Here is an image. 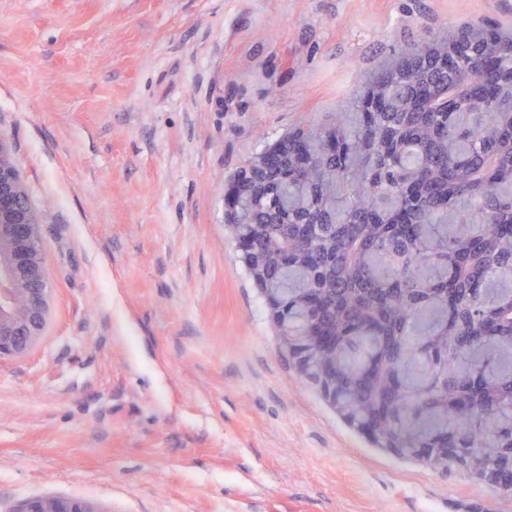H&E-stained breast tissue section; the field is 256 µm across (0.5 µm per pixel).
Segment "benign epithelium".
<instances>
[{
	"mask_svg": "<svg viewBox=\"0 0 512 512\" xmlns=\"http://www.w3.org/2000/svg\"><path fill=\"white\" fill-rule=\"evenodd\" d=\"M39 219L30 203L10 142L0 135V359L28 355L48 325L50 280L42 261ZM493 489L503 488L500 471L470 461ZM14 512H110L82 498L32 497Z\"/></svg>",
	"mask_w": 512,
	"mask_h": 512,
	"instance_id": "obj_1",
	"label": "benign epithelium"
}]
</instances>
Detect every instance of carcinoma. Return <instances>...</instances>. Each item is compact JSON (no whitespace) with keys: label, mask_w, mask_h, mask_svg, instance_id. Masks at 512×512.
Returning a JSON list of instances; mask_svg holds the SVG:
<instances>
[{"label":"carcinoma","mask_w":512,"mask_h":512,"mask_svg":"<svg viewBox=\"0 0 512 512\" xmlns=\"http://www.w3.org/2000/svg\"><path fill=\"white\" fill-rule=\"evenodd\" d=\"M512 32H435L375 72L331 126L235 174L224 231L273 306L288 364L336 384L378 448H445L473 476L512 460ZM476 80L444 106L442 88Z\"/></svg>","instance_id":"1"}]
</instances>
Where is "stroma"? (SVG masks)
<instances>
[{
    "mask_svg": "<svg viewBox=\"0 0 512 512\" xmlns=\"http://www.w3.org/2000/svg\"><path fill=\"white\" fill-rule=\"evenodd\" d=\"M512 0H0V134L40 216L49 326L0 360V512H512L297 378L224 234L255 152L332 122L440 27ZM14 512H109L100 504L82 498L32 497L22 501Z\"/></svg>",
    "mask_w": 512,
    "mask_h": 512,
    "instance_id": "35a3bbf8",
    "label": "stroma"
}]
</instances>
